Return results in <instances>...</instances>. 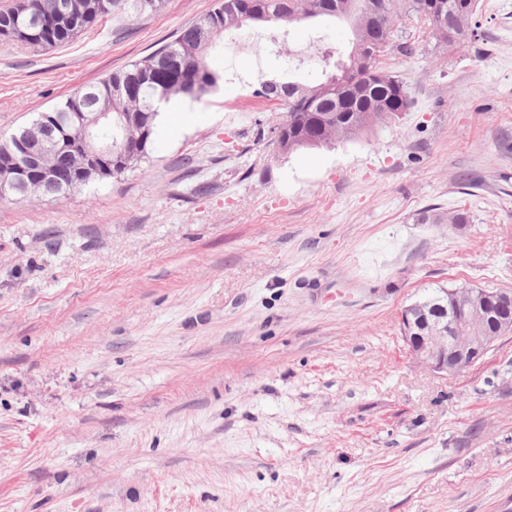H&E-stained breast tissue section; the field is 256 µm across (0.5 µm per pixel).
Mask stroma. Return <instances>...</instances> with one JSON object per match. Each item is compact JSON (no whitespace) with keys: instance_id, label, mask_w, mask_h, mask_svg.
Returning <instances> with one entry per match:
<instances>
[{"instance_id":"obj_1","label":"stroma","mask_w":512,"mask_h":512,"mask_svg":"<svg viewBox=\"0 0 512 512\" xmlns=\"http://www.w3.org/2000/svg\"><path fill=\"white\" fill-rule=\"evenodd\" d=\"M214 2L0 41V137ZM477 21H396L411 109L288 155L252 87L320 82L350 31L231 30L137 169L0 203V512H512V334L446 377L400 332L431 289L512 290V0Z\"/></svg>"}]
</instances>
